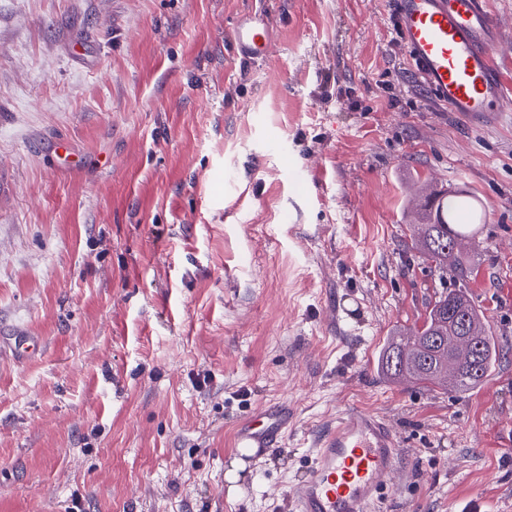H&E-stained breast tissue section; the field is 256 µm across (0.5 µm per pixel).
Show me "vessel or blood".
Listing matches in <instances>:
<instances>
[{
  "mask_svg": "<svg viewBox=\"0 0 512 512\" xmlns=\"http://www.w3.org/2000/svg\"><path fill=\"white\" fill-rule=\"evenodd\" d=\"M392 18L419 82L449 111L484 117L512 110V89L495 64L500 24L486 0H393ZM232 39L243 59L271 62L267 18L237 22ZM287 425L282 409L262 410L236 429L234 445L260 454ZM405 456L387 419L347 409L318 436L305 479L290 489L294 512H387Z\"/></svg>",
  "mask_w": 512,
  "mask_h": 512,
  "instance_id": "vessel-or-blood-1",
  "label": "vessel or blood"
}]
</instances>
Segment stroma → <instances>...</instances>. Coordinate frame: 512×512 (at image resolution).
Listing matches in <instances>:
<instances>
[{
	"instance_id": "35a3bbf8",
	"label": "stroma",
	"mask_w": 512,
	"mask_h": 512,
	"mask_svg": "<svg viewBox=\"0 0 512 512\" xmlns=\"http://www.w3.org/2000/svg\"><path fill=\"white\" fill-rule=\"evenodd\" d=\"M425 182L481 206L500 357L464 393L378 369L454 285L411 246ZM353 405L407 448L389 512H512V112L434 103L391 0H0V512H292ZM232 39L237 55L249 61L270 63L273 58V45L269 36L267 18L251 16L238 21L232 30ZM288 425V415L282 409H264L243 422L234 433L235 448H243L257 456L272 448L282 430Z\"/></svg>"
}]
</instances>
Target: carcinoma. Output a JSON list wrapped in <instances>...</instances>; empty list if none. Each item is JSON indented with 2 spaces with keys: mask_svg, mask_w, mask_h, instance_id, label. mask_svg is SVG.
<instances>
[{
  "mask_svg": "<svg viewBox=\"0 0 512 512\" xmlns=\"http://www.w3.org/2000/svg\"><path fill=\"white\" fill-rule=\"evenodd\" d=\"M471 200L461 193L432 194L434 212L417 225V233L425 256L440 270L451 269L455 280L470 279L474 267L464 264L461 241L470 237L469 225L457 224L455 214ZM475 324L472 356L457 358L448 349L458 325L464 320ZM499 345L487 334L482 313L461 289L446 291L429 303L420 328L400 332L383 351L381 371L394 381H411L458 393L469 391L482 383L494 367Z\"/></svg>",
  "mask_w": 512,
  "mask_h": 512,
  "instance_id": "carcinoma-1",
  "label": "carcinoma"
}]
</instances>
